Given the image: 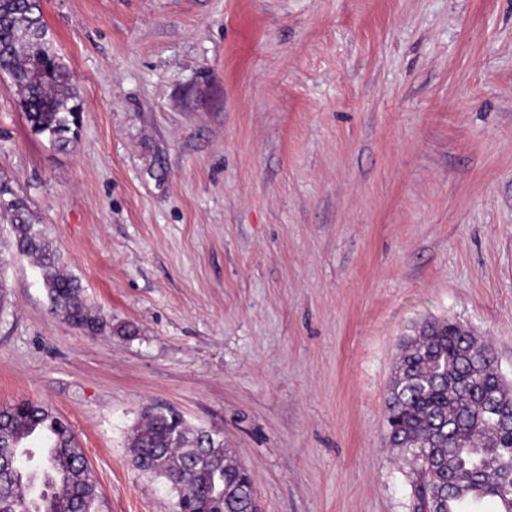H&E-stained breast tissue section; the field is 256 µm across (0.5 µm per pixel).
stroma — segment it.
<instances>
[{
    "instance_id": "stroma-1",
    "label": "stroma",
    "mask_w": 512,
    "mask_h": 512,
    "mask_svg": "<svg viewBox=\"0 0 512 512\" xmlns=\"http://www.w3.org/2000/svg\"><path fill=\"white\" fill-rule=\"evenodd\" d=\"M83 103L68 150L0 86L14 180L90 305L7 270L0 405L67 421L99 512H175L144 407L219 434L262 512H414L385 399L455 320L512 381V0H43Z\"/></svg>"
}]
</instances>
